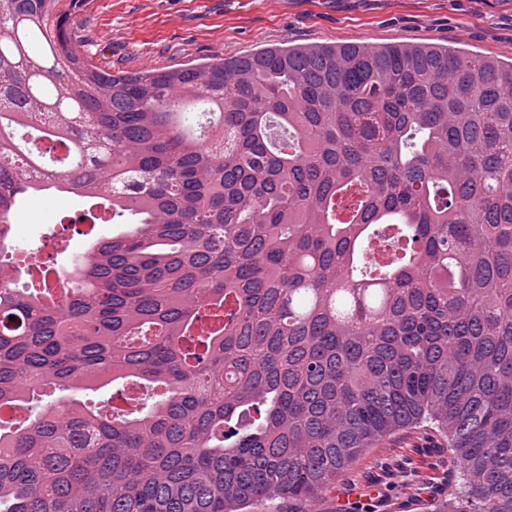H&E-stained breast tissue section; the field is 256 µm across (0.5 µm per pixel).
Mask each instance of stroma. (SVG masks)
Segmentation results:
<instances>
[{
  "mask_svg": "<svg viewBox=\"0 0 512 512\" xmlns=\"http://www.w3.org/2000/svg\"><path fill=\"white\" fill-rule=\"evenodd\" d=\"M77 48L107 49L105 70L131 73L232 58L266 46L434 42L512 61V0H88L75 19ZM40 193L18 206L21 253L49 254L61 278L91 245L76 220L92 199ZM448 445L424 429L368 449L306 505L279 499L258 512H435L454 487Z\"/></svg>",
  "mask_w": 512,
  "mask_h": 512,
  "instance_id": "obj_1",
  "label": "stroma"
}]
</instances>
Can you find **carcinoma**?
<instances>
[{
  "mask_svg": "<svg viewBox=\"0 0 512 512\" xmlns=\"http://www.w3.org/2000/svg\"><path fill=\"white\" fill-rule=\"evenodd\" d=\"M79 7L0 0V405L28 410L0 512L313 503L420 426L455 467L437 512H512V63L325 44L112 74ZM50 189L139 216L60 300L17 288L3 219Z\"/></svg>",
  "mask_w": 512,
  "mask_h": 512,
  "instance_id": "carcinoma-1",
  "label": "carcinoma"
}]
</instances>
